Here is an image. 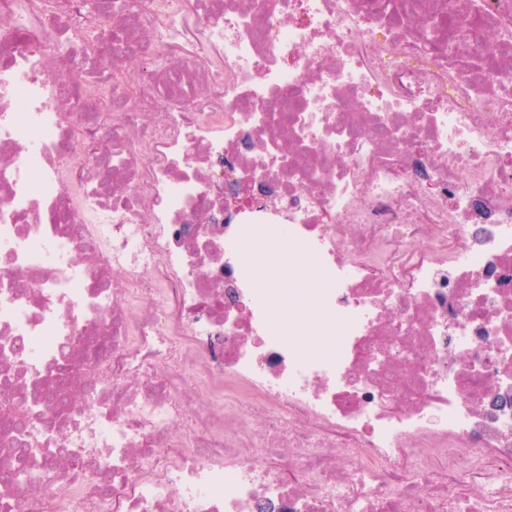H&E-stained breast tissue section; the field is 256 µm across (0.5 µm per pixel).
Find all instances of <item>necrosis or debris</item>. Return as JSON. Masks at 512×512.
I'll return each mask as SVG.
<instances>
[{
	"mask_svg": "<svg viewBox=\"0 0 512 512\" xmlns=\"http://www.w3.org/2000/svg\"><path fill=\"white\" fill-rule=\"evenodd\" d=\"M94 24L0 0V512H512V0Z\"/></svg>",
	"mask_w": 512,
	"mask_h": 512,
	"instance_id": "obj_1",
	"label": "necrosis or debris"
}]
</instances>
